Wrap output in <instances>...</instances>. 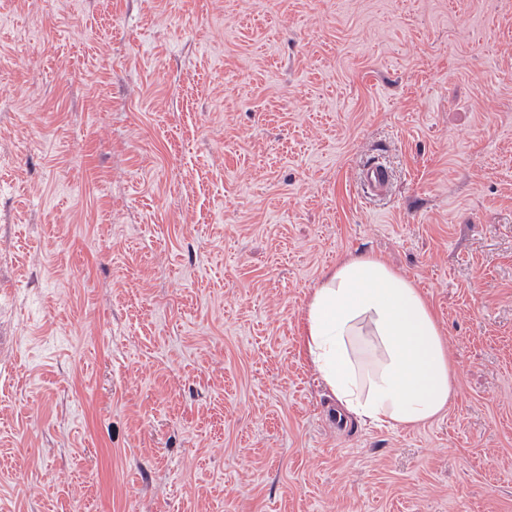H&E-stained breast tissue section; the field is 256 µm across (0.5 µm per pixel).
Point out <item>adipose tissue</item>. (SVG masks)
I'll return each instance as SVG.
<instances>
[{"instance_id":"obj_1","label":"adipose tissue","mask_w":512,"mask_h":512,"mask_svg":"<svg viewBox=\"0 0 512 512\" xmlns=\"http://www.w3.org/2000/svg\"><path fill=\"white\" fill-rule=\"evenodd\" d=\"M306 357L339 405L377 427L415 428L456 397L442 328L413 280L375 254L349 257L310 290Z\"/></svg>"}]
</instances>
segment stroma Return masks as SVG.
<instances>
[{
    "instance_id": "obj_1",
    "label": "stroma",
    "mask_w": 512,
    "mask_h": 512,
    "mask_svg": "<svg viewBox=\"0 0 512 512\" xmlns=\"http://www.w3.org/2000/svg\"><path fill=\"white\" fill-rule=\"evenodd\" d=\"M362 253L442 325L426 425L304 357ZM0 512H512V0H0ZM361 183L365 193L384 196L391 190V177L383 165H371L363 169Z\"/></svg>"
}]
</instances>
